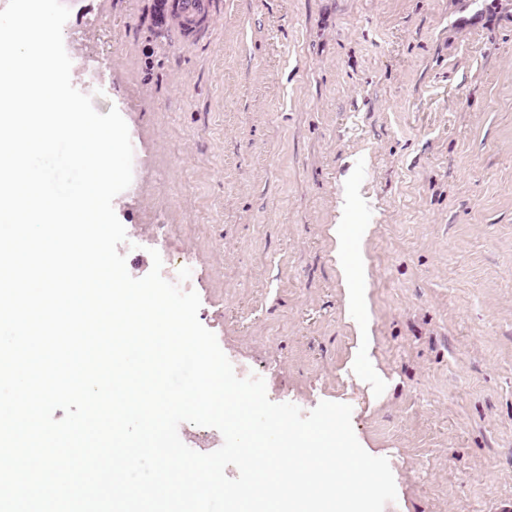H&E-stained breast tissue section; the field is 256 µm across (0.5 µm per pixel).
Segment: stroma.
<instances>
[{
    "instance_id": "1",
    "label": "stroma",
    "mask_w": 512,
    "mask_h": 512,
    "mask_svg": "<svg viewBox=\"0 0 512 512\" xmlns=\"http://www.w3.org/2000/svg\"><path fill=\"white\" fill-rule=\"evenodd\" d=\"M160 5L71 0L63 28L145 161L113 201L129 274L168 251L235 373L349 404L384 512H512V0H208L190 37Z\"/></svg>"
}]
</instances>
